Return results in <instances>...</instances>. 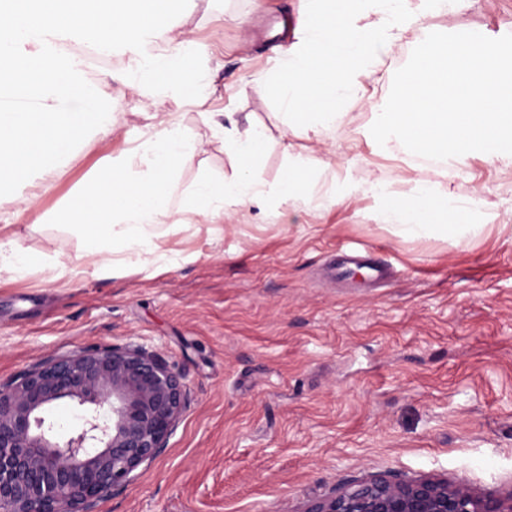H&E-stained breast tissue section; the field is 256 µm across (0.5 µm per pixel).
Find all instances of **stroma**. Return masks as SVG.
Returning a JSON list of instances; mask_svg holds the SVG:
<instances>
[{"instance_id": "stroma-1", "label": "stroma", "mask_w": 512, "mask_h": 512, "mask_svg": "<svg viewBox=\"0 0 512 512\" xmlns=\"http://www.w3.org/2000/svg\"><path fill=\"white\" fill-rule=\"evenodd\" d=\"M307 0H196L179 17L205 51L193 61L213 93L202 110L264 127L254 176L264 210L220 225L154 233L160 264L131 263L100 277L38 272L0 278V382L76 347H145L187 385V408L167 448L97 512H303L312 500L375 473L438 475L512 490V218L456 240L407 238L382 222L387 202L330 204L336 166L323 145L285 152L281 108L257 92L276 66L270 23ZM432 33L512 32V0H472ZM423 45L407 30L387 58L392 92ZM127 58L90 70L115 102L108 141L79 147L42 201L51 208L107 149L127 147L156 112L178 113L201 149L182 189L231 177L234 161L196 106L137 93L116 76ZM289 188L290 203L281 200ZM19 244L76 265L79 237L26 219ZM364 251L392 271L372 287L328 268Z\"/></svg>"}]
</instances>
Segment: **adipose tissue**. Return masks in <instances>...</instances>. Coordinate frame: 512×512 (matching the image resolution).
<instances>
[{"label": "adipose tissue", "instance_id": "adipose-tissue-1", "mask_svg": "<svg viewBox=\"0 0 512 512\" xmlns=\"http://www.w3.org/2000/svg\"><path fill=\"white\" fill-rule=\"evenodd\" d=\"M184 0H9L0 5V275L50 271L67 276L51 253L31 254L16 228L28 215L82 234L83 273L112 272L114 256L160 254L153 232L205 220L223 223L229 210L263 206L265 189L252 175L261 127H226L213 133L236 158L230 179L207 178L182 198L178 172L196 152L173 112H157L150 134L131 150L105 155L90 178L93 196L76 209L60 203L42 210L41 200L68 169L76 145L112 131V100L101 94L73 43L128 55L125 85L157 95H191L204 105L207 93L188 80L184 64L202 48L185 33L170 36L153 54L143 47ZM471 0H313L283 51L284 60L259 93H274L284 125L294 137L339 147L332 136L345 122L344 108L384 78V60L422 17L457 13ZM367 140L375 152L403 161L409 154L440 157L470 183L460 195L424 180L416 195L387 206L386 224L409 237L456 238L479 234L499 212L493 190L473 170L481 160L512 169V33L430 41L397 92L372 102Z\"/></svg>", "mask_w": 512, "mask_h": 512}]
</instances>
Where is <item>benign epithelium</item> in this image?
<instances>
[{
    "mask_svg": "<svg viewBox=\"0 0 512 512\" xmlns=\"http://www.w3.org/2000/svg\"><path fill=\"white\" fill-rule=\"evenodd\" d=\"M186 395L183 377L135 344L50 355L0 382V512H96L167 447ZM59 402L80 412L66 435L52 418ZM303 512H512V490L376 474Z\"/></svg>",
    "mask_w": 512,
    "mask_h": 512,
    "instance_id": "obj_1",
    "label": "benign epithelium"
}]
</instances>
